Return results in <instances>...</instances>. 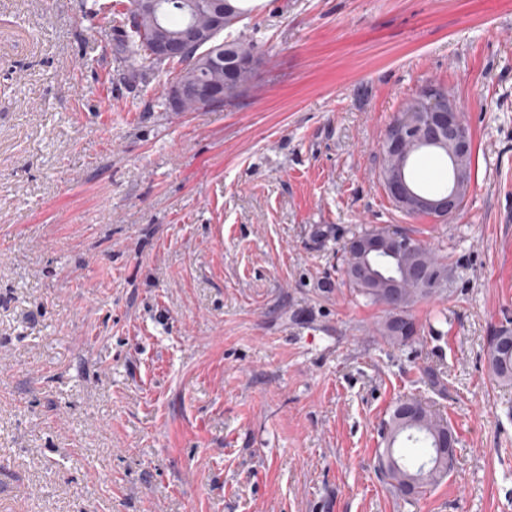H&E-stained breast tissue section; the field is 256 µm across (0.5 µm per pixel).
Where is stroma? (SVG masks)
Segmentation results:
<instances>
[{
	"instance_id": "35a3bbf8",
	"label": "stroma",
	"mask_w": 512,
	"mask_h": 512,
	"mask_svg": "<svg viewBox=\"0 0 512 512\" xmlns=\"http://www.w3.org/2000/svg\"><path fill=\"white\" fill-rule=\"evenodd\" d=\"M92 2L0 0V512H512L486 356L512 322V0H251V86L197 112ZM430 84L473 143L446 222L381 177ZM374 225L448 265L404 346L343 275ZM401 398L456 438L409 501L377 470Z\"/></svg>"
}]
</instances>
